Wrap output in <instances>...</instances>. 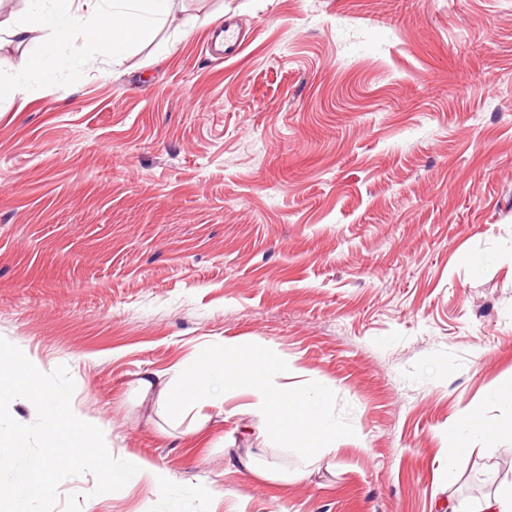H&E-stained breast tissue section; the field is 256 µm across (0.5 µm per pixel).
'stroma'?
Wrapping results in <instances>:
<instances>
[{
	"label": "stroma",
	"mask_w": 512,
	"mask_h": 512,
	"mask_svg": "<svg viewBox=\"0 0 512 512\" xmlns=\"http://www.w3.org/2000/svg\"><path fill=\"white\" fill-rule=\"evenodd\" d=\"M250 32L215 62L225 18ZM0 101V336L67 366L112 454L201 485L209 512H477L512 481V0H172L122 66L84 37ZM234 339L327 386L348 433L315 460L262 443L248 398L200 432L139 372ZM250 451L255 470L230 464ZM86 472L55 512H150Z\"/></svg>",
	"instance_id": "35a3bbf8"
}]
</instances>
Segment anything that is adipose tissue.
<instances>
[{
    "instance_id": "obj_1",
    "label": "adipose tissue",
    "mask_w": 512,
    "mask_h": 512,
    "mask_svg": "<svg viewBox=\"0 0 512 512\" xmlns=\"http://www.w3.org/2000/svg\"><path fill=\"white\" fill-rule=\"evenodd\" d=\"M51 10L34 6L24 21L6 30L9 41L38 43V50L24 58L10 83L0 86L8 97L32 96L40 83L54 79L50 50L89 31L108 64L121 66L128 52L153 40L167 21L170 0H51ZM288 366L274 352L245 346L234 340L203 348L194 361L176 370L165 386H158L154 372H143L137 381L142 395H153L159 413L189 414L190 430L207 421L206 408L223 406L232 393L251 398L248 409L261 421L260 436L300 448L309 458L336 449L342 434L335 423L318 412L315 402H328L330 388H295L276 384Z\"/></svg>"
}]
</instances>
